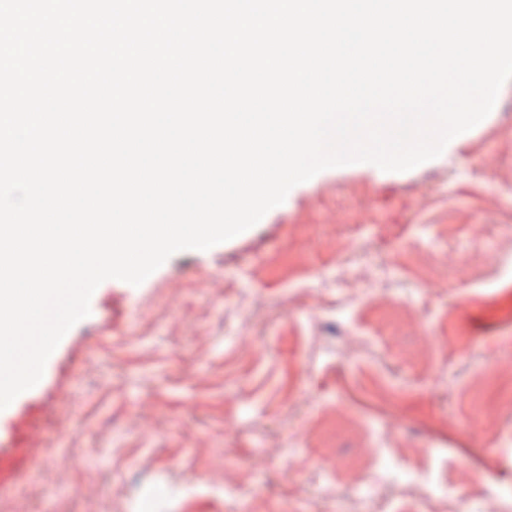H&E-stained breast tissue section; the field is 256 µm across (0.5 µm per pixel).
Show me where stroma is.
I'll list each match as a JSON object with an SVG mask.
<instances>
[{
  "label": "stroma",
  "mask_w": 512,
  "mask_h": 512,
  "mask_svg": "<svg viewBox=\"0 0 512 512\" xmlns=\"http://www.w3.org/2000/svg\"><path fill=\"white\" fill-rule=\"evenodd\" d=\"M512 80L406 172L295 186L109 279L0 415L43 450L0 512H512Z\"/></svg>",
  "instance_id": "stroma-1"
}]
</instances>
